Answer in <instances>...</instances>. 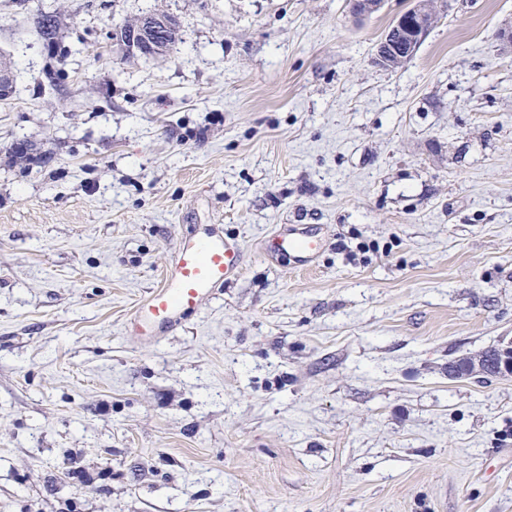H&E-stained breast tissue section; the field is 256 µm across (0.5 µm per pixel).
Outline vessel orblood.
<instances>
[{
    "instance_id": "obj_1",
    "label": "vessel or blood",
    "mask_w": 512,
    "mask_h": 512,
    "mask_svg": "<svg viewBox=\"0 0 512 512\" xmlns=\"http://www.w3.org/2000/svg\"><path fill=\"white\" fill-rule=\"evenodd\" d=\"M324 246L322 228L316 224L281 225L262 243L265 253L290 258L301 269L311 268ZM243 266L244 251L237 240L212 225H198L180 237L160 286L136 305L128 330L148 340L172 333Z\"/></svg>"
}]
</instances>
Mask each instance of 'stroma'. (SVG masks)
Masks as SVG:
<instances>
[{
    "mask_svg": "<svg viewBox=\"0 0 512 512\" xmlns=\"http://www.w3.org/2000/svg\"><path fill=\"white\" fill-rule=\"evenodd\" d=\"M410 5L0 0V512H512V376L448 375L512 340V0H437L383 70ZM148 12L175 47L124 54ZM199 224L244 269L129 335ZM434 0H415L390 26L375 52L374 62L387 70L392 55L411 56L436 18ZM324 246L325 237L317 224H283L262 243L265 253L288 257L300 269L311 268Z\"/></svg>",
    "mask_w": 512,
    "mask_h": 512,
    "instance_id": "stroma-1",
    "label": "stroma"
}]
</instances>
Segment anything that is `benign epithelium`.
Wrapping results in <instances>:
<instances>
[{"instance_id":"7a95c632","label":"benign epithelium","mask_w":512,"mask_h":512,"mask_svg":"<svg viewBox=\"0 0 512 512\" xmlns=\"http://www.w3.org/2000/svg\"><path fill=\"white\" fill-rule=\"evenodd\" d=\"M351 10L359 18L369 17L378 12L384 0H350ZM435 0H413V5L400 15L390 26L384 39L375 52L374 62L386 69L394 55L414 54L422 39L436 18ZM169 22L156 16H145L126 28L127 48L147 54L159 48L157 38L164 35ZM469 375L482 377L493 374L497 377L512 375V351L505 350L501 355H492L488 360L471 361L467 368Z\"/></svg>"}]
</instances>
